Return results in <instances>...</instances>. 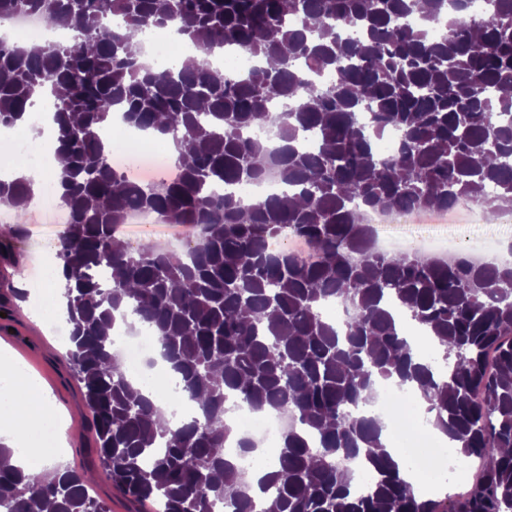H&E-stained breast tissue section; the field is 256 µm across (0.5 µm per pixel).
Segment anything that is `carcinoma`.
Returning a JSON list of instances; mask_svg holds the SVG:
<instances>
[{"instance_id": "cac0c4a2", "label": "carcinoma", "mask_w": 512, "mask_h": 512, "mask_svg": "<svg viewBox=\"0 0 512 512\" xmlns=\"http://www.w3.org/2000/svg\"><path fill=\"white\" fill-rule=\"evenodd\" d=\"M22 12L70 31L53 47L0 45V127L52 101L68 364L113 488L157 512H253L252 476L224 454L225 416L243 404L296 419L259 480L272 503L260 512H512V265L378 251L360 218L512 202V0L487 16L472 0H0V16ZM169 26L204 57L153 70L131 34ZM224 46L266 65L228 77L207 59ZM115 112L172 142L180 176L152 187L113 168ZM388 130L398 145L379 156ZM271 169L286 191H233ZM31 184L0 180V205L24 210ZM133 208L191 227L196 245L130 247L117 229ZM336 301L351 310L340 328L325 313ZM396 310L435 336L432 352ZM120 315L151 327L195 403L180 426L156 427L161 407L112 354ZM394 378L463 455L497 458L465 494L421 497L382 423L358 413ZM16 453L0 442V512H110L87 473L26 470Z\"/></svg>"}]
</instances>
